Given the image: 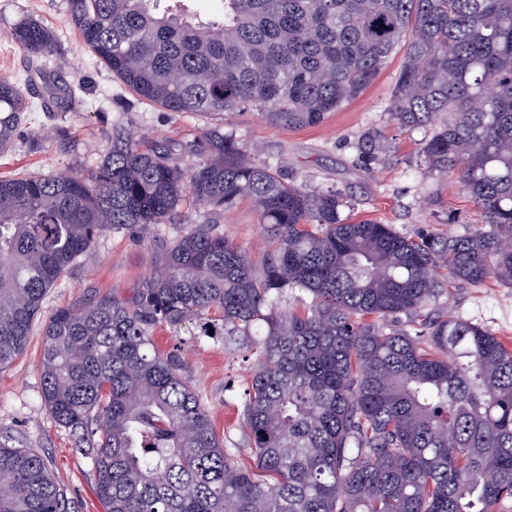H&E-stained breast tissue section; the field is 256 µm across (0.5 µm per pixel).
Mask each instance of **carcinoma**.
<instances>
[{
  "mask_svg": "<svg viewBox=\"0 0 512 512\" xmlns=\"http://www.w3.org/2000/svg\"><path fill=\"white\" fill-rule=\"evenodd\" d=\"M68 0L91 52L170 112L244 105L290 130L356 98L409 37L387 112L424 141L431 174L456 176L484 217L458 236H408L351 222L333 186L252 160L222 127L183 153L117 129L87 176L0 179V367L23 353L48 290L107 228L170 224L183 196L201 221L161 246L129 301L56 311L43 328L42 393L54 422L92 450L106 512H497L512 498V351L491 330L432 315L435 270L512 288V0ZM30 56L58 44L36 19L12 27ZM74 102L47 80L0 78V148L27 108ZM367 169L390 152L357 142ZM251 199L277 248L261 271L224 236V212ZM310 298L280 310L288 293ZM198 335L254 355L240 420L253 465L224 447L200 395L154 331ZM0 512H69L41 454L0 442Z\"/></svg>",
  "mask_w": 512,
  "mask_h": 512,
  "instance_id": "cac0c4a2",
  "label": "carcinoma"
}]
</instances>
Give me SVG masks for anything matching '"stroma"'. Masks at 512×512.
<instances>
[{
	"label": "stroma",
	"mask_w": 512,
	"mask_h": 512,
	"mask_svg": "<svg viewBox=\"0 0 512 512\" xmlns=\"http://www.w3.org/2000/svg\"><path fill=\"white\" fill-rule=\"evenodd\" d=\"M25 16L54 32L59 55L28 60L10 36L13 23ZM404 54V48H396L374 81L319 126L288 130L269 124L255 106L219 119L171 112L142 100L92 55L69 22L67 0H0V77L22 85L51 79L79 89L82 97L70 108L23 113L12 145L0 150V178L89 173L108 150L107 134L115 126L133 131L143 143L165 142L179 149L220 120L246 149L256 150L259 162L281 166L296 182L342 190L350 201L345 210L350 220H377L411 236L422 230L440 236L473 232L483 218L454 178L428 175L421 166L420 150L429 130H400L386 110ZM372 129L386 137L391 153L366 171L357 164L356 143ZM197 215V206L187 197L174 223L135 236L124 229L102 232L92 259L70 266L45 296L24 352L0 369V442L39 450L64 488L71 512L105 509L96 494L91 456L76 447L69 430L53 421L43 403L42 328L60 308L101 295L131 298L160 260V239L182 234ZM221 228L246 250L252 267L262 269L275 243L263 233L253 201L239 199L225 212ZM437 277L444 289L435 309L481 323L512 345V288L492 278L479 286L458 282L442 267ZM198 329L197 322L189 321L175 332L160 329L154 339L160 350H175L183 357V374L202 396L225 447L238 449L242 461H249L239 412L251 361L245 349L198 336Z\"/></svg>",
	"instance_id": "35a3bbf8"
}]
</instances>
